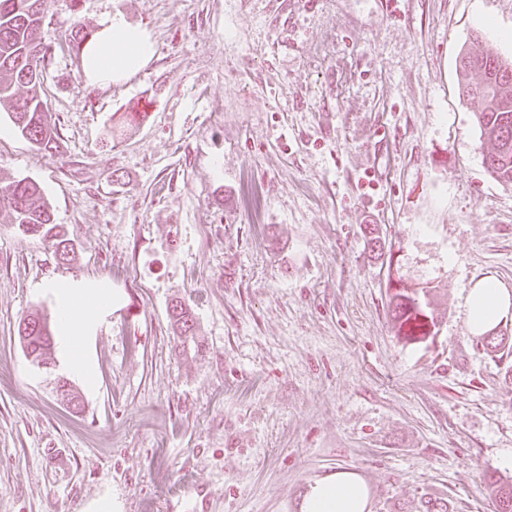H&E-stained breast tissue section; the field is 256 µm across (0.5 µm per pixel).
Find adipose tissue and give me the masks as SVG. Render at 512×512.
Segmentation results:
<instances>
[{"mask_svg": "<svg viewBox=\"0 0 512 512\" xmlns=\"http://www.w3.org/2000/svg\"><path fill=\"white\" fill-rule=\"evenodd\" d=\"M83 75L89 83L108 85L142 70L154 56L150 35L114 17L102 23L83 49ZM57 301L59 334L71 368L85 370L83 342L104 303L97 292L84 286L55 282L50 286ZM512 314V289L493 277L474 283L467 299V327L481 336ZM368 496L361 479L347 471L330 481L312 485L302 512H366Z\"/></svg>", "mask_w": 512, "mask_h": 512, "instance_id": "ef3b65f1", "label": "adipose tissue"}]
</instances>
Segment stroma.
<instances>
[{
    "label": "stroma",
    "mask_w": 512,
    "mask_h": 512,
    "mask_svg": "<svg viewBox=\"0 0 512 512\" xmlns=\"http://www.w3.org/2000/svg\"><path fill=\"white\" fill-rule=\"evenodd\" d=\"M115 16L154 57L89 85L69 35ZM476 32L512 60V0H48L61 148L0 110V185L37 182L74 251L0 220V512H300L339 471L367 512H496L512 384L465 299L512 289V188L458 97ZM392 268L437 335L395 337ZM51 280L108 287L94 383L62 348L45 369L20 347L31 312L58 322ZM176 296L202 353L175 345Z\"/></svg>",
    "instance_id": "stroma-1"
}]
</instances>
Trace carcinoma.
<instances>
[{
    "label": "carcinoma",
    "instance_id": "carcinoma-1",
    "mask_svg": "<svg viewBox=\"0 0 512 512\" xmlns=\"http://www.w3.org/2000/svg\"><path fill=\"white\" fill-rule=\"evenodd\" d=\"M47 0H0V109L10 112L23 136L38 149L56 151L60 147L55 121L43 108L40 97L42 69L49 48L40 30ZM462 59L475 65L458 67L459 92L472 112L480 138L488 149L483 161L487 173L497 182L512 186V60L484 49L479 36L472 37ZM480 105H474L475 100ZM0 205L10 224L30 236L46 241L55 257L67 260L72 239L61 224L54 223L39 185L24 179L0 187ZM395 335L407 343L428 336L427 325H437L434 312L422 302L419 291L398 281L390 297ZM169 318L178 343L196 352L202 344L196 335L193 309L179 298L171 301ZM18 336L26 357L33 363L51 365L53 335L45 315L35 312L19 323ZM483 353L512 355V337L495 336L482 340ZM57 391L76 413L83 401L70 383L57 384ZM487 488L498 503V512H512V483L489 480Z\"/></svg>",
    "mask_w": 512,
    "mask_h": 512
}]
</instances>
